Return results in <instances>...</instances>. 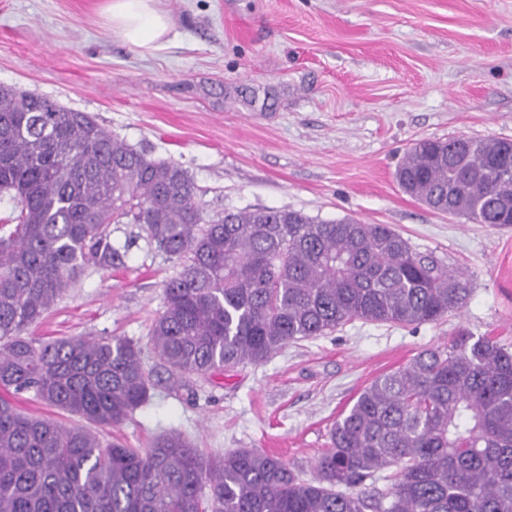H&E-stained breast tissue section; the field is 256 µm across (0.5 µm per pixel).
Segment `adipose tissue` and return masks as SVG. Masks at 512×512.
Here are the masks:
<instances>
[{
    "mask_svg": "<svg viewBox=\"0 0 512 512\" xmlns=\"http://www.w3.org/2000/svg\"><path fill=\"white\" fill-rule=\"evenodd\" d=\"M112 28L130 45L149 51L159 48L172 26L171 17L156 0H109Z\"/></svg>",
    "mask_w": 512,
    "mask_h": 512,
    "instance_id": "1",
    "label": "adipose tissue"
}]
</instances>
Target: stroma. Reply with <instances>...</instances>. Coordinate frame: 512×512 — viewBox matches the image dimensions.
<instances>
[{
    "mask_svg": "<svg viewBox=\"0 0 512 512\" xmlns=\"http://www.w3.org/2000/svg\"><path fill=\"white\" fill-rule=\"evenodd\" d=\"M107 0H0V86L94 116L183 165L208 214L294 209L387 224L465 272L466 305L431 324L355 320L267 362L173 381L152 356L150 402L111 428L131 448L171 430L208 455L254 448L310 477L358 392L458 329L512 347V226L473 224L404 193L420 139H512V0H160L150 52L126 44ZM125 266L87 271L28 335L147 345L177 265L138 226Z\"/></svg>",
    "mask_w": 512,
    "mask_h": 512,
    "instance_id": "1",
    "label": "stroma"
}]
</instances>
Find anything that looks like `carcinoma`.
I'll list each match as a JSON object with an SVG mask.
<instances>
[{
  "mask_svg": "<svg viewBox=\"0 0 512 512\" xmlns=\"http://www.w3.org/2000/svg\"><path fill=\"white\" fill-rule=\"evenodd\" d=\"M434 211L512 225V141L414 143L396 171ZM0 512H512V349L460 329L364 387L330 430L313 478L253 448L206 456L177 432L148 448L100 438L151 399L122 337L26 336L89 268L118 269L137 224L179 264L151 349L176 379L260 364L355 319L434 323L461 310L464 274L388 224L291 209L209 220L188 171L87 112L0 87ZM77 416L19 410L16 394Z\"/></svg>",
  "mask_w": 512,
  "mask_h": 512,
  "instance_id": "1",
  "label": "carcinoma"
}]
</instances>
